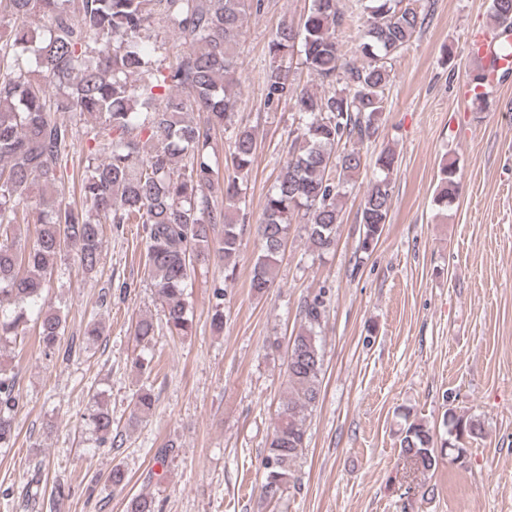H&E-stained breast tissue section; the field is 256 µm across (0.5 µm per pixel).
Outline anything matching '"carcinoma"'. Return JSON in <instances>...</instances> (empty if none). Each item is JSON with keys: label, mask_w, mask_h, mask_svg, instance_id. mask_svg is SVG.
Segmentation results:
<instances>
[{"label": "carcinoma", "mask_w": 512, "mask_h": 512, "mask_svg": "<svg viewBox=\"0 0 512 512\" xmlns=\"http://www.w3.org/2000/svg\"><path fill=\"white\" fill-rule=\"evenodd\" d=\"M403 0H357L361 35L355 54L341 58L336 31L345 23L340 0H312L301 28L283 22L268 43L265 105L294 100L300 133L265 198L256 225L259 251L250 276L253 295L275 285L278 257L295 217L305 224L308 249L334 250L340 202L366 169L360 145L377 133L386 110L391 60L421 30L426 15ZM263 0H0V344L17 339L29 323L38 327L45 355L60 352L65 322L47 305L43 290L58 256L70 249L83 272L98 271L103 225L145 226V270L161 302L172 336H187L192 317L184 292L198 262L231 265L242 245L244 225L230 215L255 160L253 130L230 131L224 199L213 196V138L228 129L238 92L233 81L237 49L248 15ZM493 25L512 26V0H491ZM165 22L183 40L175 61L164 64L144 48L151 19ZM320 81L322 92L299 87L283 61L294 51ZM199 112L195 122L188 113ZM86 115L95 123L80 130L58 114ZM88 146L80 207L57 199L76 135ZM395 152L382 149L377 174L360 210V250H373L392 206L389 178ZM459 191L454 163L439 169L435 205L448 209ZM37 226L29 248L17 227ZM212 326L224 325V288L214 289ZM325 313L322 296L300 306L303 325L288 342V397L262 466V493L273 499L294 479L293 466L306 448L307 412L320 396L324 355L318 340ZM160 329L151 316L134 325L138 344H151ZM20 392L16 375L0 368V448L15 442L13 415ZM96 443L112 440V414L89 409ZM448 438L438 439L424 423L405 424L401 453L419 472L433 469L441 455H467L481 433L478 421L448 413ZM128 512H160L141 494Z\"/></svg>", "instance_id": "obj_1"}]
</instances>
